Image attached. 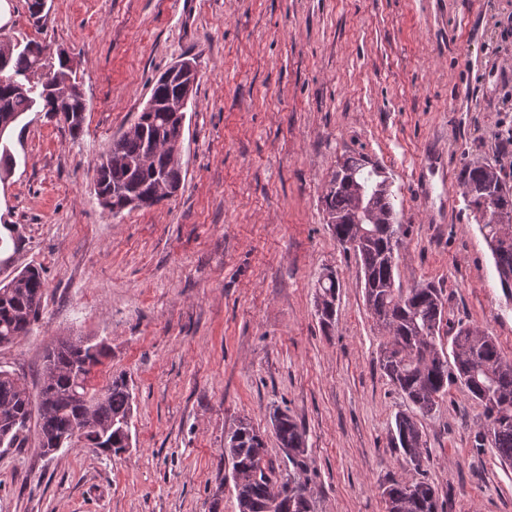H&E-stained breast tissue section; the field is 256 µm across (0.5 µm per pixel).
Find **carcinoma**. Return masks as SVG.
Returning <instances> with one entry per match:
<instances>
[{
	"label": "carcinoma",
	"instance_id": "1",
	"mask_svg": "<svg viewBox=\"0 0 512 512\" xmlns=\"http://www.w3.org/2000/svg\"><path fill=\"white\" fill-rule=\"evenodd\" d=\"M48 64L49 45L31 40L18 49L0 40V173L10 172L16 163L10 140L29 112L46 113L73 139L84 131L88 107L75 73L58 59L50 87L36 74L37 66ZM185 83L178 74H161L151 88L156 108L141 111L136 129L120 134L100 156L94 189L109 196L103 206L108 214L126 211L129 197L137 199L138 208H150L168 199L165 189L181 187L182 162L172 145L180 135L175 105ZM461 183L467 207L491 249L501 288L511 297L512 224L500 223V217L512 215V183L487 161L468 164ZM322 203L337 243L360 260L366 304L386 336L380 368L408 403L409 411L396 416L393 447L420 467L424 441L415 416L432 412L448 387L458 382L484 410L486 422L474 438L475 447L493 448L503 462L512 464V361L505 360L495 337L463 321L448 324L452 349L446 352L438 343L446 320L442 290L432 283L412 288L396 283L395 251L408 228L396 223L384 171L363 156L344 158ZM339 288L334 273L318 281V315L326 328L334 323ZM43 290L44 279L36 267H25L0 282V347L32 332ZM107 356L100 342L59 341L44 355L43 383L35 394L1 368L0 446L24 448L33 432L45 454L81 422L88 445L106 456L124 451L117 429L131 417L128 380L119 374L99 391L91 385L93 369ZM271 424L290 466L279 479L266 461L263 435L250 424L240 422L224 444L223 459L232 466L239 512H312V496L302 479L308 469L306 431L285 412L273 413ZM382 494L387 512H439L437 490L425 479H392Z\"/></svg>",
	"mask_w": 512,
	"mask_h": 512
}]
</instances>
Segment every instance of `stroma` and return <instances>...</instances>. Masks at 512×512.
<instances>
[{"label":"stroma","mask_w":512,"mask_h":512,"mask_svg":"<svg viewBox=\"0 0 512 512\" xmlns=\"http://www.w3.org/2000/svg\"><path fill=\"white\" fill-rule=\"evenodd\" d=\"M9 3L0 35L64 49L90 110L76 139L29 113L0 176V226L18 241L0 281L27 266L45 280L38 322L0 368L34 392L47 347L102 340L93 385L125 375L134 402L127 453L0 447V512H239L224 442L250 422L287 470L277 409L306 429L313 512H387L390 478L428 480L445 512H512V465L475 447L483 409L462 387L419 416L420 467L392 447L408 405L321 202L344 157L381 167L408 227L396 281L442 288L450 319L512 357V298L459 178L487 160L512 181V0H48L37 24ZM183 58L199 77L181 189L110 216L97 161ZM328 269L341 287L326 330ZM340 288V281L336 274L330 273L326 278L321 277L318 281L317 288V312L321 320V324L325 328L332 327L336 316V301L338 299V292ZM321 304V309L319 307Z\"/></svg>","instance_id":"stroma-1"}]
</instances>
